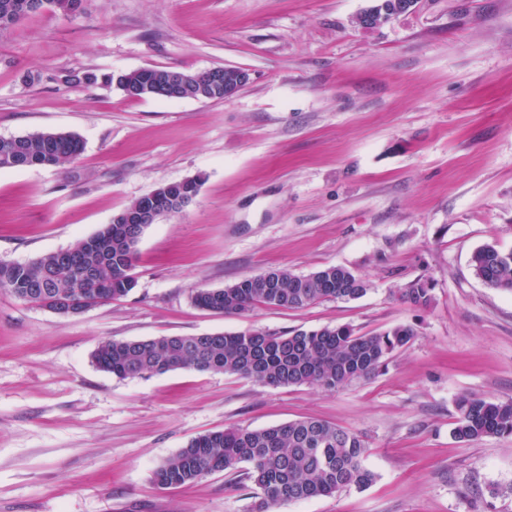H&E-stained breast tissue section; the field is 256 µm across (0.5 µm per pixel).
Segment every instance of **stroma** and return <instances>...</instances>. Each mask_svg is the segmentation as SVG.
I'll return each instance as SVG.
<instances>
[{"instance_id":"obj_1","label":"stroma","mask_w":512,"mask_h":512,"mask_svg":"<svg viewBox=\"0 0 512 512\" xmlns=\"http://www.w3.org/2000/svg\"><path fill=\"white\" fill-rule=\"evenodd\" d=\"M377 0H85L0 33V138L76 134L72 162L0 171V262L70 246L161 185L201 181L147 226L135 288L61 316L0 289V512H248L242 471L158 489L199 435L317 417L365 441L367 488L279 512H512V436L461 442L457 401L512 399V293L470 267L512 251V0H419L376 28ZM246 69L232 100L131 99L70 70ZM332 265L354 300L217 315L195 306L269 269ZM429 280L427 306L404 301ZM417 334L376 376L330 390L178 369L120 380L107 338L348 325Z\"/></svg>"}]
</instances>
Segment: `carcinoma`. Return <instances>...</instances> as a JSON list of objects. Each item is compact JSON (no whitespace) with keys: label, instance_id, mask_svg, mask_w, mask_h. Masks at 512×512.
<instances>
[{"label":"carcinoma","instance_id":"1","mask_svg":"<svg viewBox=\"0 0 512 512\" xmlns=\"http://www.w3.org/2000/svg\"><path fill=\"white\" fill-rule=\"evenodd\" d=\"M72 2L0 0V30L44 10L65 17L83 12V6L74 7ZM176 73V69L163 67L116 75L85 69L68 72L63 82L74 87L114 82L129 98H223L224 92L212 85V74H189L182 85L174 87L168 78ZM82 151L80 138L67 132L1 138L0 170L10 168L9 159L15 156L35 166L58 165L76 159ZM137 234L135 224L112 225L110 254L86 250L78 239L68 247L74 262L65 268L58 266L52 252L26 263L0 264V289L32 304L47 299L102 303L126 296L136 285ZM470 265L485 285L512 291V252L485 245L472 253ZM367 291V283L343 266H327L307 275L276 269L225 288L200 290L193 302L216 314L234 315L257 305L299 309L323 300H352ZM430 291L429 282L419 278L400 294L415 305L425 306L430 302ZM415 336L416 329L407 324L371 334L336 325L281 335L255 329L142 340L109 338L100 342L91 358L100 371L120 380L191 368L236 374L270 386L310 384L336 389L376 374L394 351ZM453 434L461 441L512 435V400L460 398ZM366 452L358 434L314 417L262 429L238 425L191 439L153 470L152 481L160 489L187 487L207 474L243 467L258 489L250 512H277L288 502L370 486L375 474L364 465Z\"/></svg>","mask_w":512,"mask_h":512}]
</instances>
